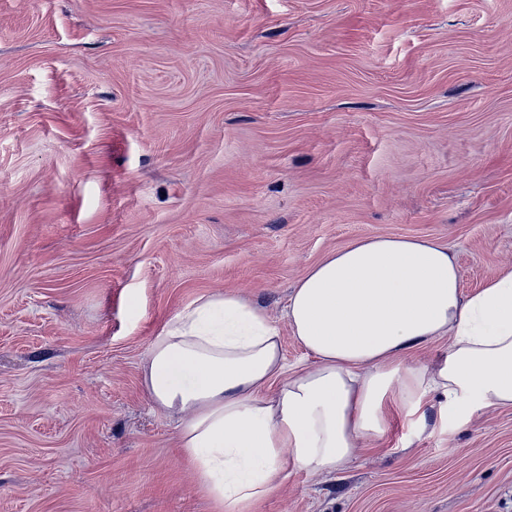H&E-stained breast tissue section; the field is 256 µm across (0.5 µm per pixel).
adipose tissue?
Returning a JSON list of instances; mask_svg holds the SVG:
<instances>
[{
  "mask_svg": "<svg viewBox=\"0 0 512 512\" xmlns=\"http://www.w3.org/2000/svg\"><path fill=\"white\" fill-rule=\"evenodd\" d=\"M285 317L315 359L289 369L281 331L239 295L197 299L170 318L142 364L152 401L179 421V446L220 512H246L289 469L333 472L384 432L389 409L426 427L512 409V267L464 296L447 246L375 236L329 253L296 283ZM440 336L427 364L409 350Z\"/></svg>",
  "mask_w": 512,
  "mask_h": 512,
  "instance_id": "1",
  "label": "adipose tissue"
}]
</instances>
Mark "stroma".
Instances as JSON below:
<instances>
[{"label":"stroma","mask_w":512,"mask_h":512,"mask_svg":"<svg viewBox=\"0 0 512 512\" xmlns=\"http://www.w3.org/2000/svg\"><path fill=\"white\" fill-rule=\"evenodd\" d=\"M372 236L512 264V0H0V512H214L152 343ZM253 512H512V409L390 412Z\"/></svg>","instance_id":"35a3bbf8"}]
</instances>
